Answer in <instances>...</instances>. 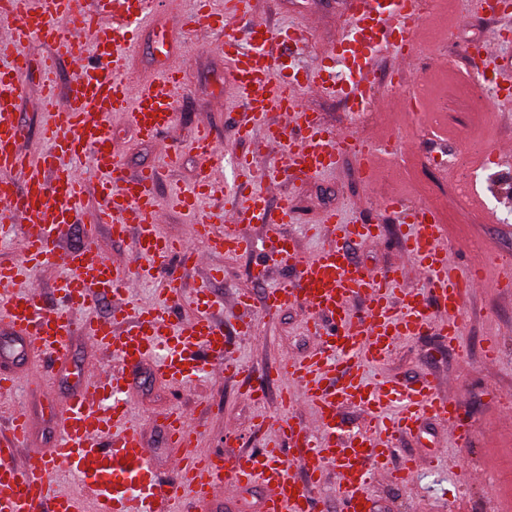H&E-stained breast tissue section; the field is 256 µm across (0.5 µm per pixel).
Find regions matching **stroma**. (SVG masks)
Returning <instances> with one entry per match:
<instances>
[{
	"label": "stroma",
	"instance_id": "35a3bbf8",
	"mask_svg": "<svg viewBox=\"0 0 512 512\" xmlns=\"http://www.w3.org/2000/svg\"><path fill=\"white\" fill-rule=\"evenodd\" d=\"M196 0H176L175 8L158 14L155 24L140 34V47L130 61L132 74L141 81L149 80L163 65L177 62L183 69L182 90L177 96L176 121L165 140L177 148L175 163L163 162L155 144L137 134L125 115H112L110 130L120 148L122 167L127 177L141 169L158 167L157 195L163 207L162 231L171 239L182 241L192 235L191 219L180 208L171 206V196L191 187L197 179L200 161L191 148L199 122L209 123L215 141L217 160L213 163L215 191L200 202L215 227L224 225V178L230 173L228 162L233 155L253 149L252 141L239 138L237 121L243 107L234 90L224 83V55L218 49V36L181 31L176 44H169L166 31L180 17L194 12ZM338 0H253L256 19L266 22L280 36L289 27L311 22L305 44L294 47L291 56L282 58L285 75L298 68L323 64L322 50L335 42L342 21L338 16ZM490 25L478 14L470 0H432L423 10L418 23L411 63L403 76L404 86L391 89L383 85V110L375 111L362 123H354L345 103L332 95L305 94L303 103L317 110L327 125L359 131L366 141H378L396 133L402 139L399 158L447 160L465 152L459 138L442 139L430 134L416 136V123L405 122L402 106L406 89L422 76H430L439 84L437 111L447 113L451 124L470 127L472 135L485 140L488 151H497L499 143L512 141V97L484 99L463 98L455 82L467 78L469 71L461 57L463 46L479 41ZM439 59L443 68L431 67ZM41 96L39 62L31 60L27 83L16 102L18 118L27 126L29 136L23 147L39 151L44 141L41 127L44 117L38 108ZM459 178H471V190L480 195L492 209V217L460 208L456 198H448L449 211L457 213L468 240L499 251H512V235L504 234V225H512V159L484 164L478 152L468 153ZM361 162L346 157L331 172L302 181L280 176L275 183L257 178L271 207L289 203L294 217L281 225L280 231L290 239L297 257L288 265L264 257V231L258 225L245 224L241 230L252 241V248L238 254L206 253L201 264H186L173 258L167 271L153 276L138 275L130 294L142 306L168 304L170 281H177L180 295L172 313L180 319L196 315L194 298L198 289H208L215 305V316L231 320L236 310L234 297L241 292L252 295L256 320L253 335L235 337V355L245 371L236 376L215 378L205 373L183 385H175L161 376L153 363H146L130 374L127 393L129 415L126 428L139 432L150 450L151 463L159 474H167L171 454L160 424L173 410L192 412L198 420V446L207 453L224 457L261 449L268 438L267 430L280 418V396L288 386L287 378L270 380L265 385L264 405H255L246 394L250 375L271 372L283 357H306L317 345L314 336L304 329L305 311L291 302L275 313L265 314L263 298L266 290L284 279H297L299 260L316 253L326 242V233L311 234L309 225L320 223L325 211L333 210L345 217H379L383 215L382 198L394 189L404 187L402 177L391 174L379 178L376 185L361 179ZM87 192L78 221L68 228L59 243L60 251L86 247L109 262L131 265L138 270L144 262L134 254L132 239L113 238L107 226H100L93 238H84L81 227L90 223L100 204L95 189L98 176L85 167ZM360 263L384 269L396 264L402 244L396 217H389L386 234L377 239L363 238L351 246ZM264 263L267 278L254 280L256 263ZM462 345L449 350L448 343L437 333L417 336L395 345L390 355L373 367L376 376L413 380L431 374L439 392L457 402L470 423L473 438L469 446H456L442 423L423 418L417 436L402 439L392 449L393 461L415 459V474L404 488L385 481L373 480L368 488L374 512H512V426L497 425V395L512 394V289L492 285L476 290L466 300L462 314ZM498 338L501 354L494 364L485 360L486 346ZM96 364L105 371L106 354L83 329H76L59 360L44 358L34 361L43 381L55 392L54 399L40 392L20 389L0 401V426H7L18 413H26L33 426L32 445L50 448L55 442L53 407L62 406L66 393L80 384V370L85 364ZM475 471L480 482L460 486L458 471Z\"/></svg>",
	"mask_w": 512,
	"mask_h": 512
}]
</instances>
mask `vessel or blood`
<instances>
[{
    "mask_svg": "<svg viewBox=\"0 0 512 512\" xmlns=\"http://www.w3.org/2000/svg\"><path fill=\"white\" fill-rule=\"evenodd\" d=\"M199 2L198 15L183 24L223 31L224 77L247 110L238 134L257 138L258 143L253 154L232 159L233 175L225 196L234 206L223 231L217 232L198 210L199 200L214 189L209 162L215 155L206 124L198 125L192 147L203 165L196 184L175 197L192 219L193 238L179 242L167 237L159 225L157 169L125 177L108 127L111 115L120 112L142 137L155 141L174 123L180 66H167L150 83L127 73L129 59L139 47V32L155 15L151 0H94L90 11L81 0H13L15 24L0 38V223L21 220L23 264L0 266V324L21 334L18 351L23 356L50 357L61 353L74 334L78 314L101 299L113 298L111 317L90 321L86 329L97 345L111 350L121 369L86 379L67 394L58 413L54 447H32L27 415L16 416L7 429H0V512H169L170 503L184 489L209 512H224L244 490L257 486L265 490L261 512H315L311 489L331 471L339 481L343 512H372L366 488L374 477L400 485L409 482L413 462L394 466L390 447L413 435L422 418L443 422L458 444L471 439L457 403L440 396L430 377L409 381L365 374L396 343L425 335L434 327L447 338L449 348L461 343L465 299L483 287L493 261L485 257L458 266L449 259L443 241L450 238L451 229L442 207H410L397 195L383 202L387 211L407 224L402 235L405 253L428 275L425 291H410L398 305L392 289L402 276V266L372 270L347 248L358 239L384 236L383 225L373 218L325 215L331 244L301 263L297 281L280 282L265 295L269 313L289 299L301 300L307 329L319 340L307 358H285L277 367L278 374L302 392L298 399L285 394L284 409L299 402L308 405L317 416L318 434L284 418L264 448L227 461L219 454L198 453L196 427L186 414L175 411L162 424L175 451L168 482L154 470L141 435L119 427L126 415L123 372L149 360L158 362L176 383L188 382L208 367L227 375L241 373L229 337L252 333L255 314L249 295L236 297L233 331H226L223 321L211 315L213 301L203 288L195 296L196 316L176 321L166 308L127 303L131 267L103 259L89 261L79 248L70 251L71 273L57 285L58 307L46 306L34 285H18L22 270L52 264L62 233L74 222L85 191L78 160L88 159L99 175L101 203L92 223L84 227L86 237H93L102 224L115 238L134 236L137 256L162 270L176 255L198 263L201 256L194 247L198 239L211 251L232 254L247 249L248 241L238 230L242 224L265 225L270 232L269 253L285 263L294 260L279 231L280 225L292 220L290 207L284 203L271 209L266 194L253 186L258 159L270 146L282 147L281 169L294 180L336 170L346 153L353 151L363 161L366 181L373 184L393 159V151L329 127L319 113L303 108L301 100L312 89L344 97L353 112L378 108L375 93L382 74L376 53L386 47L400 62H407L419 0H342L344 33L326 51L329 65L305 72L300 80L281 77L277 59L267 50L276 36L254 20L251 0H223L218 8L211 7L210 0ZM74 31L89 37L95 61L81 66L62 104L55 100L52 65L43 63L45 94L40 107L46 114L47 148L27 154L22 148L27 129L14 112L29 70L26 48L37 42L56 54H72ZM506 35V29H496L489 40L466 46L465 53L494 74L498 94L511 96L512 59L498 57L491 49L492 41ZM270 112L288 113L289 119L283 124L267 122ZM128 213L134 214L136 226L126 224ZM355 298L362 303L361 311L351 306ZM324 316L331 317L332 328L322 327ZM344 401L366 411L359 431L346 433L338 412ZM286 443L300 455L303 479L289 473L282 453ZM53 461L66 464L78 478L77 490H54L49 467Z\"/></svg>",
    "mask_w": 512,
    "mask_h": 512,
    "instance_id": "vessel-or-blood-1",
    "label": "vessel or blood"
}]
</instances>
